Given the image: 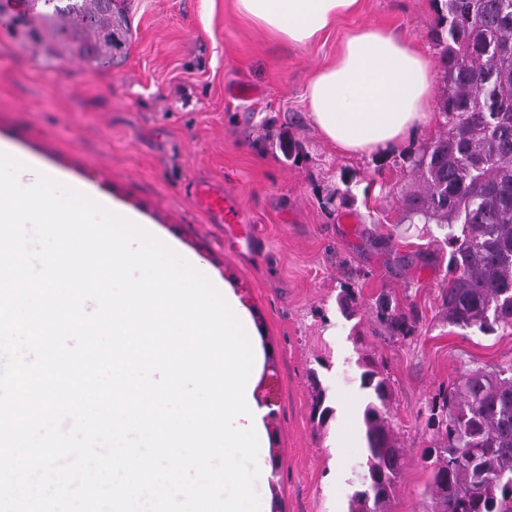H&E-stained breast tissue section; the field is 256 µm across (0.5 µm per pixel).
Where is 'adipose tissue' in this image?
<instances>
[{"instance_id":"obj_1","label":"adipose tissue","mask_w":512,"mask_h":512,"mask_svg":"<svg viewBox=\"0 0 512 512\" xmlns=\"http://www.w3.org/2000/svg\"><path fill=\"white\" fill-rule=\"evenodd\" d=\"M238 11L293 46L312 42L358 0H235ZM433 90L430 62L407 40L379 27L344 38L335 59L307 88L310 117L346 154L394 149L423 131Z\"/></svg>"}]
</instances>
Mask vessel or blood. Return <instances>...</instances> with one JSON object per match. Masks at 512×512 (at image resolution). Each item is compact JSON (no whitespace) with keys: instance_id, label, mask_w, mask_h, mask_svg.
Returning a JSON list of instances; mask_svg holds the SVG:
<instances>
[{"instance_id":"1","label":"vessel or blood","mask_w":512,"mask_h":512,"mask_svg":"<svg viewBox=\"0 0 512 512\" xmlns=\"http://www.w3.org/2000/svg\"><path fill=\"white\" fill-rule=\"evenodd\" d=\"M191 194L212 223L223 225L226 245L238 249L253 244L251 225L247 224L237 200L225 193L223 187L212 183H197L193 185Z\"/></svg>"}]
</instances>
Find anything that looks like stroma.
<instances>
[{
    "label": "stroma",
    "instance_id": "1",
    "mask_svg": "<svg viewBox=\"0 0 512 512\" xmlns=\"http://www.w3.org/2000/svg\"><path fill=\"white\" fill-rule=\"evenodd\" d=\"M132 38L115 67L34 45L0 27V142L120 202L177 241L254 312L273 376L276 463L256 481L277 512H347L366 458L367 395L359 362L388 376V415L408 464L393 512H428L430 407L462 370L512 364V331L449 324L442 303L449 249L435 224H411L403 197L418 180L407 157L442 133L436 103L426 134L384 155H346L312 124L306 87L344 37L378 26L431 62L440 49L436 0H358L316 41L275 40L234 0H128ZM220 181L252 224L256 251L224 246L190 193ZM353 302H346V294ZM408 317L400 334L380 298ZM334 413L311 416L317 389Z\"/></svg>",
    "mask_w": 512,
    "mask_h": 512
}]
</instances>
